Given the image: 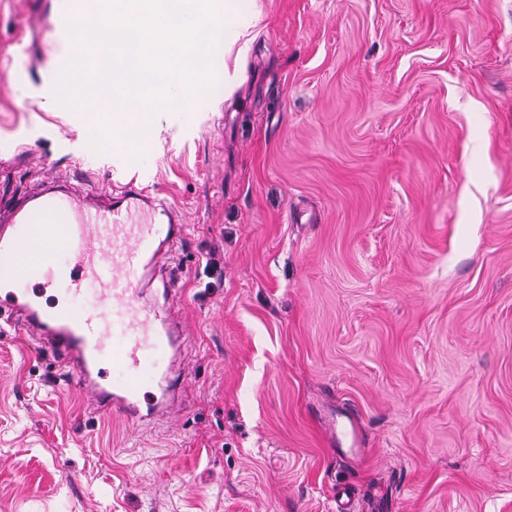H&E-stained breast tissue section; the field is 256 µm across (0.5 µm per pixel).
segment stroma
<instances>
[{
  "mask_svg": "<svg viewBox=\"0 0 512 512\" xmlns=\"http://www.w3.org/2000/svg\"><path fill=\"white\" fill-rule=\"evenodd\" d=\"M90 8L0 0V192L179 208L183 410L1 327L0 512H512V0H247L232 90L140 153L45 104Z\"/></svg>",
  "mask_w": 512,
  "mask_h": 512,
  "instance_id": "35a3bbf8",
  "label": "stroma"
}]
</instances>
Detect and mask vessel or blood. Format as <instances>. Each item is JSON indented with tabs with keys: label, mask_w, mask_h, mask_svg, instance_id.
Instances as JSON below:
<instances>
[{
	"label": "vessel or blood",
	"mask_w": 512,
	"mask_h": 512,
	"mask_svg": "<svg viewBox=\"0 0 512 512\" xmlns=\"http://www.w3.org/2000/svg\"><path fill=\"white\" fill-rule=\"evenodd\" d=\"M138 211L163 221L133 223ZM183 233L177 208L156 205L131 187L115 196L52 180L33 195L0 201V280H41L74 296L91 290L99 300L91 308L45 307L15 293L11 313L65 364L71 388L90 394L101 414L133 426L178 405L169 373L145 351H169L183 334L172 310L178 278L162 273L170 245ZM61 235L70 250L60 264L44 252ZM110 363L121 377L108 379Z\"/></svg>",
	"instance_id": "vessel-or-blood-1"
}]
</instances>
